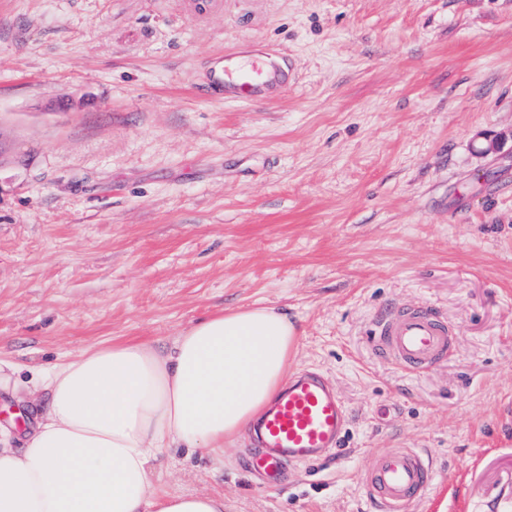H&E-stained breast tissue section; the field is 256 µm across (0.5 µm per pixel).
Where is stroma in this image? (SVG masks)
<instances>
[{"label":"stroma","instance_id":"1","mask_svg":"<svg viewBox=\"0 0 512 512\" xmlns=\"http://www.w3.org/2000/svg\"><path fill=\"white\" fill-rule=\"evenodd\" d=\"M244 43L292 82L206 98ZM408 303L456 329L420 374L370 343ZM253 305L339 390L342 447L271 486L244 433L220 461L172 449L154 486L370 512V456L415 448L447 496L413 512L512 490V0H0V407L45 412L33 368Z\"/></svg>","mask_w":512,"mask_h":512}]
</instances>
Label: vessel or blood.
Here are the masks:
<instances>
[{
  "mask_svg": "<svg viewBox=\"0 0 512 512\" xmlns=\"http://www.w3.org/2000/svg\"><path fill=\"white\" fill-rule=\"evenodd\" d=\"M286 75L271 52L230 50L212 74L206 94L214 100H262L281 86ZM454 329L434 309L413 304L385 311L376 323L377 353L406 370L422 372L451 348ZM348 412L337 388L319 370L290 375L284 388L259 419L261 443L254 468L276 475L284 465L327 457L347 431ZM434 480L428 457L414 448H388L369 459L363 479L373 512H411L429 496Z\"/></svg>",
  "mask_w": 512,
  "mask_h": 512,
  "instance_id": "obj_1",
  "label": "vessel or blood"
}]
</instances>
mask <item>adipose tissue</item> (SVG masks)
I'll return each mask as SVG.
<instances>
[{
	"mask_svg": "<svg viewBox=\"0 0 512 512\" xmlns=\"http://www.w3.org/2000/svg\"><path fill=\"white\" fill-rule=\"evenodd\" d=\"M297 329L275 308L228 309L168 348L115 343L44 369L48 409L0 447V512H224L220 495L155 491L172 448L223 456L281 391Z\"/></svg>",
	"mask_w": 512,
	"mask_h": 512,
	"instance_id": "obj_1",
	"label": "adipose tissue"
}]
</instances>
